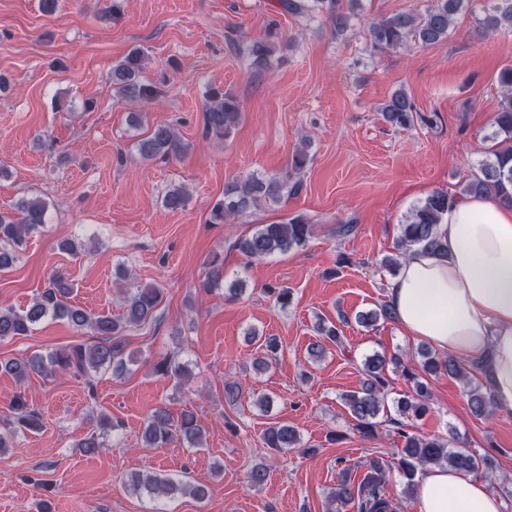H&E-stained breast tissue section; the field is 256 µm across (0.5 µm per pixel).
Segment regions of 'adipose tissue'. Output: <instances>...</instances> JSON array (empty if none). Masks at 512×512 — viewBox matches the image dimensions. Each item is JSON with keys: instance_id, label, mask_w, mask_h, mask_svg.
I'll list each match as a JSON object with an SVG mask.
<instances>
[{"instance_id": "ef3b65f1", "label": "adipose tissue", "mask_w": 512, "mask_h": 512, "mask_svg": "<svg viewBox=\"0 0 512 512\" xmlns=\"http://www.w3.org/2000/svg\"><path fill=\"white\" fill-rule=\"evenodd\" d=\"M445 256L404 260L388 285L400 336L461 359L487 358L499 412H512V207L469 196L444 215ZM417 512H503L482 477L430 466L417 477Z\"/></svg>"}]
</instances>
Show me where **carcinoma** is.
<instances>
[{"instance_id":"cac0c4a2","label":"carcinoma","mask_w":512,"mask_h":512,"mask_svg":"<svg viewBox=\"0 0 512 512\" xmlns=\"http://www.w3.org/2000/svg\"><path fill=\"white\" fill-rule=\"evenodd\" d=\"M359 0H279L281 10L293 17L309 16L317 13L323 16L336 33L342 34L348 28L350 13ZM474 0H436L435 5L423 15L397 13L384 17L369 26L372 46L376 49L396 48L411 40L428 46L448 38L455 17L472 8ZM483 16L476 18L481 32L495 33L502 28L512 30V0H487L482 7ZM277 33L268 30L265 37L251 41L247 45L248 55L253 64L263 66L276 49ZM145 54L134 48L112 66L110 79L116 96L122 101L147 102L156 94V87L142 80ZM501 88V98L494 116V140L485 159L477 171L468 175L461 187L466 196H493L505 205H512V66H505L497 74ZM381 112L387 122L397 127H407L414 121L415 107L403 90L394 92L386 101ZM240 114V103L236 96L222 89H212L203 111L202 134L206 138L229 136ZM137 150L145 158L169 159L178 157L186 150V144L178 131L165 122L154 125L148 137L137 143ZM301 189L300 181L290 180V174L272 177L266 181H231L224 185V195L210 211L209 222L224 224L247 213L263 200L276 204L288 195H296ZM189 194L182 186L170 188L164 195L166 208L176 211L186 207ZM457 197L443 191H435L423 202L413 207L405 222L399 225V235L394 253L386 256L382 265L395 271L401 260L417 252L439 254L444 249L437 226L448 213ZM15 209L20 217L10 213H0V272L9 270L17 259V251L25 237L45 223L47 203L40 198H22ZM313 231V225L296 216L274 224H264L254 233L238 242L239 249L246 257L262 260L267 256L285 254L303 247ZM208 273L202 283L203 290L211 292L224 282V260L214 256L208 263ZM72 293V283L61 274H54L48 286L23 310L11 307L0 308V340L27 336L34 326L50 317L67 321L78 330L88 329L98 337L92 344H70L45 353H34L22 358L0 361V370L13 375L18 382L30 375L44 377L69 375L93 378L104 370L122 373L126 368L124 360L123 333L130 327L145 326L157 319L163 300V290L153 285L129 288L123 297L124 311L119 318L109 314H93L78 305L67 302ZM391 321L394 314L389 305L383 304L377 310L358 315V322L364 327L374 325L379 319ZM340 339L338 328L322 325L320 340L311 344L309 353L321 357L326 345ZM421 360L415 369L403 357L373 353L363 362L366 379L361 390L343 396V402L354 419L355 428L362 434H375L379 415L385 407L388 382L385 379L386 366L392 364L401 374L413 383L414 393L405 394L396 400V408L402 419L391 423L399 436L405 439L402 456L396 469L404 479V493L410 494L415 487L418 473L429 465H443L468 474H481L492 478L494 461L483 455L466 450L454 449L450 443L435 437H425L407 430L408 420L418 419L430 410L432 392L423 378L445 371L451 376L463 379L469 385V407L478 417L489 416L495 408L491 387L473 383L475 374L486 375L487 359L465 363L453 355L440 356L428 349L419 351ZM154 371L184 384L189 379L185 365L171 355H165L154 364ZM8 410L13 416V429L0 433V452L11 447L17 431L37 432L42 428L41 416L31 409L25 394L16 393L9 402ZM100 431L85 437L80 447L89 456L104 446V437L112 431V418L99 416ZM203 429L193 412L184 410L173 415L165 407L154 408L144 426L142 441L149 448H159L176 442H186L194 447L202 445ZM299 442L294 426L277 422L268 426L263 433L264 447L272 450L291 448ZM387 480L384 466L374 461L359 483L351 479L349 469L339 472L336 487L329 499L335 512H341L351 502H360V512H395L396 506L386 496L383 485ZM129 488L140 494L152 497L175 499L184 495L203 501L208 490L201 484L192 485L180 478L161 475L132 473L127 477Z\"/></svg>"}]
</instances>
